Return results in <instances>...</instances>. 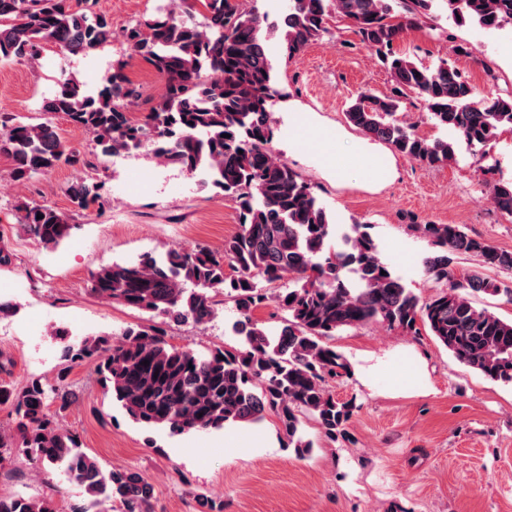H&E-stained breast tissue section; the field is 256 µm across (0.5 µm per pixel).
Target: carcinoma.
<instances>
[{
    "instance_id": "1",
    "label": "carcinoma",
    "mask_w": 512,
    "mask_h": 512,
    "mask_svg": "<svg viewBox=\"0 0 512 512\" xmlns=\"http://www.w3.org/2000/svg\"><path fill=\"white\" fill-rule=\"evenodd\" d=\"M434 2L288 0L276 26L290 59L329 33L328 18L351 23L389 71L394 93H360L348 121L429 167L452 161L455 151L395 118L409 92L421 99L433 125L456 132L483 157L500 132L512 131V94L480 99L454 63L426 66L394 50L403 30L429 17ZM445 2L458 26L512 25V0ZM95 6V0H0V61L32 58L46 44L73 55L97 50L112 41L113 31L110 17ZM266 21L257 0H170L157 16L122 32L131 54L163 80L162 94L141 118L129 112L137 93L122 63L95 94L64 76L42 102L49 119L41 123L0 115V155L12 160L11 178L19 184L81 161L50 120L61 114L91 134L102 154L150 145L165 163L204 176L216 194L238 204L239 231L220 249L146 254L91 274L90 290L98 297L162 321L130 326L117 338L65 345V366L52 385L32 379L17 390L0 382V406L10 407L9 423L0 424V466L17 453L60 471L86 494L70 512H95L106 503L114 512H153L152 486L143 476L103 469L61 425L73 402L68 376L76 363L94 364L104 390L145 428L180 435L271 414L296 448L312 447L303 436L308 418L330 439L346 435L355 401L340 400L326 387L327 379L351 373L346 357L328 343L346 327L378 321L414 336L424 327L461 363L512 383V320L470 299L478 293L512 298V288L477 270L458 274L451 267L452 256L472 255L486 267L512 272V251L497 250L457 225L418 226L433 247L424 271L436 288L423 301L383 261L369 225L337 232L313 187L273 151L269 105L279 91ZM101 190L102 184L82 180L66 193L80 212L99 202ZM490 202L512 215V180L494 183ZM16 211L23 231L46 248L70 236V217L50 206L22 202ZM263 282H279L281 289L270 293ZM223 298L238 312L233 331L242 337L240 347L200 352L169 341L168 322L206 325ZM272 303L288 315L275 331L255 317ZM0 512L57 509L47 497L1 495Z\"/></svg>"
}]
</instances>
